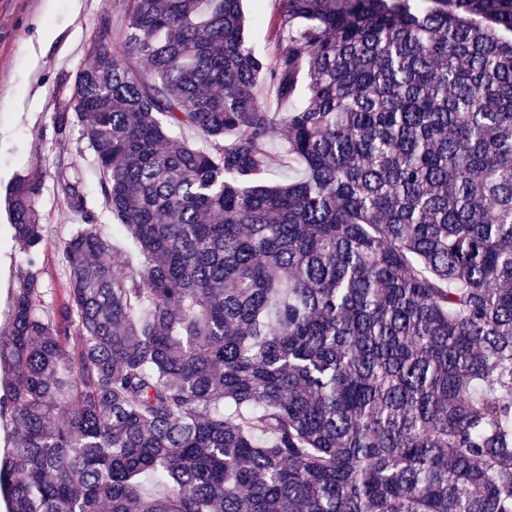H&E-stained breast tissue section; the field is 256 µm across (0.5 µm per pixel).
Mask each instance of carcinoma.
<instances>
[{
    "label": "carcinoma",
    "mask_w": 512,
    "mask_h": 512,
    "mask_svg": "<svg viewBox=\"0 0 512 512\" xmlns=\"http://www.w3.org/2000/svg\"><path fill=\"white\" fill-rule=\"evenodd\" d=\"M280 2L270 64L242 0H122L61 78L141 261L60 163L55 297L14 180L8 512H512V0Z\"/></svg>",
    "instance_id": "1"
}]
</instances>
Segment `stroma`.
<instances>
[{
  "label": "stroma",
  "instance_id": "obj_1",
  "mask_svg": "<svg viewBox=\"0 0 512 512\" xmlns=\"http://www.w3.org/2000/svg\"><path fill=\"white\" fill-rule=\"evenodd\" d=\"M117 13L109 0H0V324L8 318V293L22 254L10 238L11 215L6 193L18 174L30 169L44 173L37 208L53 242L45 254L42 277L61 289L64 264L55 243L65 238L75 215L58 202L54 171L57 162H79L85 188L106 236L118 249L134 252L131 239L113 226L103 208L100 188L83 154L79 136L56 140L50 115L61 76L75 74L88 61L90 35L111 27Z\"/></svg>",
  "mask_w": 512,
  "mask_h": 512
}]
</instances>
